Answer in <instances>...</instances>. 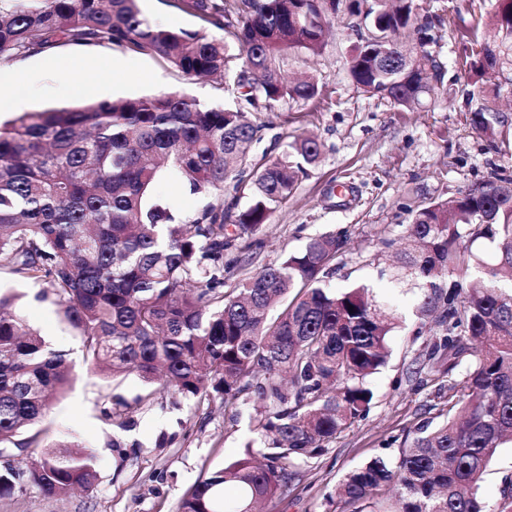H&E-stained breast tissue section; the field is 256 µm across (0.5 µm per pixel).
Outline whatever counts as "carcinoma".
I'll use <instances>...</instances> for the list:
<instances>
[{"mask_svg": "<svg viewBox=\"0 0 512 512\" xmlns=\"http://www.w3.org/2000/svg\"><path fill=\"white\" fill-rule=\"evenodd\" d=\"M224 30L222 38L152 24L138 0H0V61L64 44L116 45L156 56L191 82L219 75L231 99L205 104L186 90L24 112L0 126V267L42 285L37 298L61 306L80 331L92 373L137 375L136 403L156 390L201 404L218 396L235 409L263 402L254 419L264 452L205 474L178 512H254L282 499L300 469L364 418L368 378L390 355L396 323L363 284L327 282L342 238L321 235L224 291V251L253 238L296 191L320 146L297 136L257 167L264 125L252 112L321 94L315 79L286 77L295 50L317 53L326 25L353 18L359 41L348 58L357 89L405 112L428 108L445 78L435 50L437 14L415 0H174ZM492 41L474 40L477 92L512 87V0H496ZM500 49L506 65H485ZM491 140L512 141L498 112H470ZM168 178L203 206L191 217L153 195ZM488 190L411 210L393 282L416 289L431 318L425 376L448 379L446 418L419 426L394 461L377 458L347 473L334 491L340 512H512L480 493L499 448L512 442V191ZM250 205L228 231L224 187ZM488 244L486 259L473 249ZM0 295V456L39 442L24 433L71 382L67 354L50 346ZM130 405L117 397L105 420L129 431ZM94 456L78 442L48 446L26 471L0 470V494L27 479L48 495L90 488Z\"/></svg>", "mask_w": 512, "mask_h": 512, "instance_id": "cac0c4a2", "label": "carcinoma"}]
</instances>
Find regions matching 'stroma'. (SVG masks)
Wrapping results in <instances>:
<instances>
[{"mask_svg":"<svg viewBox=\"0 0 512 512\" xmlns=\"http://www.w3.org/2000/svg\"><path fill=\"white\" fill-rule=\"evenodd\" d=\"M444 23L440 57L448 72L435 105L427 110L399 112L386 100L361 93L348 76V54L357 40L346 20L333 18L330 34L319 54L297 52L290 76L310 73L322 89L321 102L288 101L272 112L252 118L265 126L256 145L255 162L277 156L289 138L305 132L320 146L318 163L286 204L265 224L260 245L244 249L235 244L224 253V287H238L281 255L301 249L307 239L344 233L347 243L338 254L332 283L344 287L364 283L391 300L404 323L391 341L386 367L370 379L374 400L370 411L330 442L322 455L302 468V480L286 499L269 502L264 512H330L327 497L350 470L371 459H396L405 437L437 416L448 399L434 383L407 381L406 370L430 344L429 331L411 291L387 287L379 272L391 261L383 242L397 238L411 215L412 202L449 200L474 182L500 171L512 179V147L495 149L472 129L473 86L460 35L475 31L486 36L495 0H439ZM150 20L170 29L196 31L220 38L222 29L198 15L169 5L168 0H139ZM91 57L81 71L65 60ZM132 65L130 73L113 71L114 58ZM30 83L24 111L75 107L105 99L149 96L160 91L189 92L204 103L228 98L223 81L206 79L186 84L167 62L123 48L65 44L0 64ZM349 185L350 193L329 196L331 186ZM0 292L18 294V312L54 348L68 351L76 379L59 396L39 425L45 442L76 441L94 455L96 479L89 490L61 497L46 495L32 482H23L11 495L0 497V512H176L184 492L202 475L236 459L250 438L253 404L239 415L225 410L220 399L198 405L166 393L136 405L144 386L136 375L109 379L88 373L80 333L52 301L37 300L36 287L16 280L0 268ZM132 402L135 428L115 435L102 411L113 396ZM121 447H112L113 438ZM512 485V445L500 448L481 486L489 506L499 503Z\"/></svg>","mask_w":512,"mask_h":512,"instance_id":"35a3bbf8","label":"stroma"}]
</instances>
